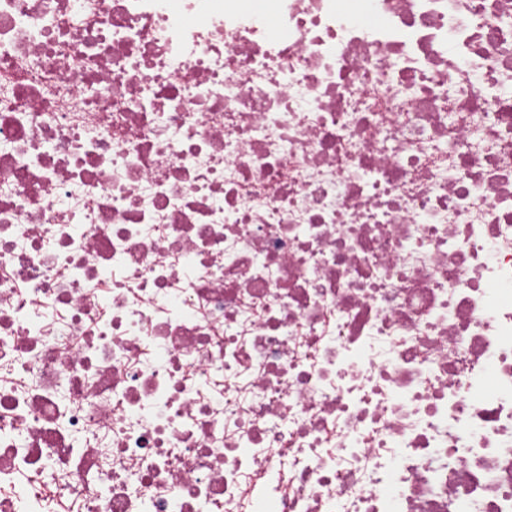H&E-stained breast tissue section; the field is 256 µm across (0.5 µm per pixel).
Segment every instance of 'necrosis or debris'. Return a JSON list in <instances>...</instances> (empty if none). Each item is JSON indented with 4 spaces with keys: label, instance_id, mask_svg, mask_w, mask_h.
Segmentation results:
<instances>
[{
    "label": "necrosis or debris",
    "instance_id": "obj_1",
    "mask_svg": "<svg viewBox=\"0 0 512 512\" xmlns=\"http://www.w3.org/2000/svg\"><path fill=\"white\" fill-rule=\"evenodd\" d=\"M512 512V0H0V512Z\"/></svg>",
    "mask_w": 512,
    "mask_h": 512
}]
</instances>
